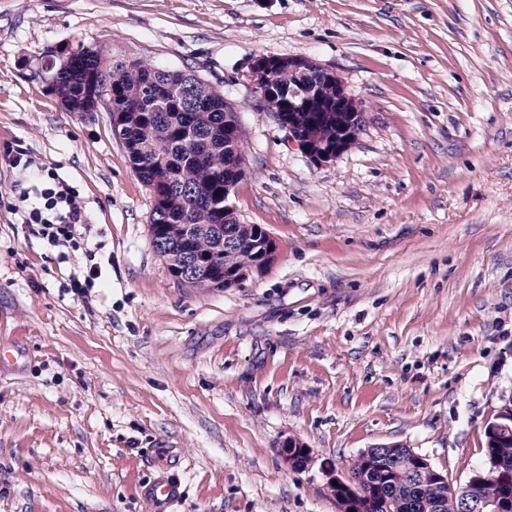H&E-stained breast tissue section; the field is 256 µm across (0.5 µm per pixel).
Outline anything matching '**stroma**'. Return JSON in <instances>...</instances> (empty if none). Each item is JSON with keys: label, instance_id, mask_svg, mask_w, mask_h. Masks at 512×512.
I'll return each mask as SVG.
<instances>
[{"label": "stroma", "instance_id": "1", "mask_svg": "<svg viewBox=\"0 0 512 512\" xmlns=\"http://www.w3.org/2000/svg\"><path fill=\"white\" fill-rule=\"evenodd\" d=\"M81 46L234 104L231 203L277 245L261 276H171L109 114L65 111L41 76ZM259 55L336 71L366 113L348 153L317 167L289 142L249 80ZM12 150L102 231L87 297L68 289L82 253L25 233ZM0 344V512H153L137 488L162 447L174 512H337L324 468L378 444L465 483L512 398V0H0Z\"/></svg>", "mask_w": 512, "mask_h": 512}]
</instances>
